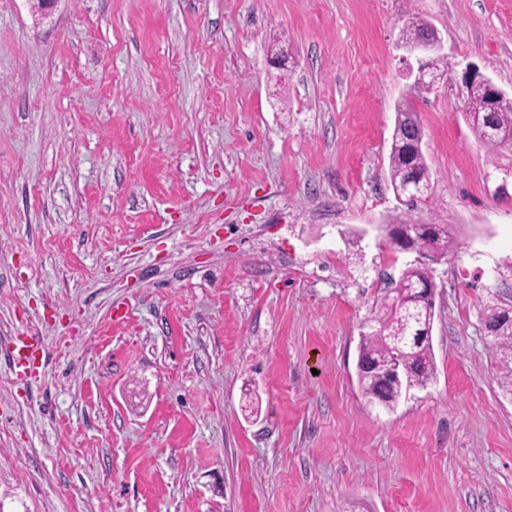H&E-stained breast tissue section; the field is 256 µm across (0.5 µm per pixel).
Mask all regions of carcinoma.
Returning a JSON list of instances; mask_svg holds the SVG:
<instances>
[{
    "instance_id": "obj_1",
    "label": "carcinoma",
    "mask_w": 512,
    "mask_h": 512,
    "mask_svg": "<svg viewBox=\"0 0 512 512\" xmlns=\"http://www.w3.org/2000/svg\"><path fill=\"white\" fill-rule=\"evenodd\" d=\"M427 29L423 19L411 18L402 27V42L420 39ZM486 97L483 85L469 86L467 99L480 112L479 121L470 127L478 140L495 149L506 145L504 137L512 135V98L501 97L490 104ZM396 116L389 152V181L394 190L405 184L409 169L427 170L424 154L409 155L406 151L410 133L423 136L416 113L408 103L402 102L396 107ZM401 204L413 224V215L433 206V199L429 196L419 201L404 194ZM453 244L448 225L431 224L429 236L415 242L427 262L413 261L405 265L399 279L391 284V297H382L371 317L375 328L360 337L356 366L359 389L369 403L381 398L388 412L394 411L411 390L427 386L435 377L432 343L426 336L434 318V300L419 293V289L433 282L432 265L447 256ZM483 312L487 321L495 324L494 347L512 358V305H486Z\"/></svg>"
}]
</instances>
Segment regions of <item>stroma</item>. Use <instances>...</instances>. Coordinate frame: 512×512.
Wrapping results in <instances>:
<instances>
[{"instance_id":"35a3bbf8","label":"stroma","mask_w":512,"mask_h":512,"mask_svg":"<svg viewBox=\"0 0 512 512\" xmlns=\"http://www.w3.org/2000/svg\"><path fill=\"white\" fill-rule=\"evenodd\" d=\"M413 16L448 63L430 90ZM471 69L512 95V0H0V512H512L479 314L512 304V146L467 124ZM403 101L418 218L458 246L436 376L389 413L356 362L413 259L381 230ZM44 352L43 341L33 334H22L16 337L14 348L10 350V358L15 374L27 378L36 372V362L41 360Z\"/></svg>"}]
</instances>
